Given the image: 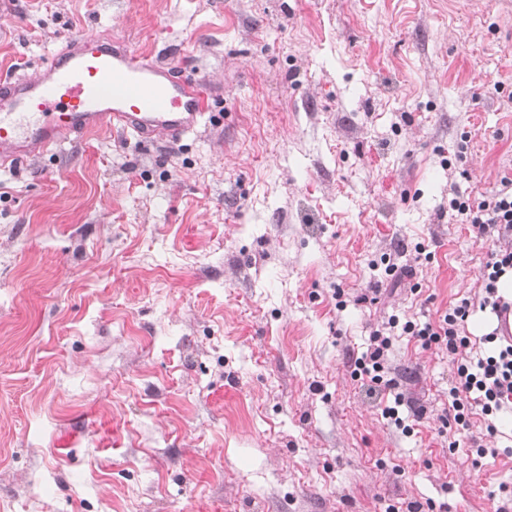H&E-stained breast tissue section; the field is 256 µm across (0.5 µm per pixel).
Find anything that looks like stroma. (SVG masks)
<instances>
[{
  "label": "stroma",
  "mask_w": 512,
  "mask_h": 512,
  "mask_svg": "<svg viewBox=\"0 0 512 512\" xmlns=\"http://www.w3.org/2000/svg\"><path fill=\"white\" fill-rule=\"evenodd\" d=\"M112 32L216 118L0 170V512H512V435L442 430L446 350L394 341L408 436L352 375L481 295L498 236L449 201L512 172V0H0V73Z\"/></svg>",
  "instance_id": "35a3bbf8"
}]
</instances>
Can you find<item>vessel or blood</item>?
<instances>
[{
	"label": "vessel or blood",
	"instance_id": "b4317fda",
	"mask_svg": "<svg viewBox=\"0 0 512 512\" xmlns=\"http://www.w3.org/2000/svg\"><path fill=\"white\" fill-rule=\"evenodd\" d=\"M211 85L129 48L80 34L34 77L0 78V167L84 138L102 126L137 144L178 141L206 121Z\"/></svg>",
	"mask_w": 512,
	"mask_h": 512
}]
</instances>
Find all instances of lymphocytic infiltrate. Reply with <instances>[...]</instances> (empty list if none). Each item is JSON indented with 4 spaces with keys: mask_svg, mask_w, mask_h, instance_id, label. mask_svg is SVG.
I'll list each match as a JSON object with an SVG mask.
<instances>
[{
    "mask_svg": "<svg viewBox=\"0 0 512 512\" xmlns=\"http://www.w3.org/2000/svg\"><path fill=\"white\" fill-rule=\"evenodd\" d=\"M501 187L491 195L475 199L458 196L450 202L453 211L470 224L476 237L490 233L510 239V246L492 251L479 270L483 297L481 308L501 314L512 309L498 293L500 276L512 268V175L500 179ZM471 304L461 299L446 308L437 318L427 322L401 320L391 316L384 328L371 333V348L354 362L353 375L365 380L370 391L384 392L397 388L388 362L392 339L407 336L421 344L448 350L457 358L455 384L449 390L451 397L448 415L443 424L462 434L471 426L473 412H481L488 435H496L504 411L512 410V339L500 331L485 335L488 349L481 356H467L470 339L464 325L470 316Z\"/></svg>",
    "mask_w": 512,
    "mask_h": 512,
    "instance_id": "lymphocytic-infiltrate-1",
    "label": "lymphocytic infiltrate"
}]
</instances>
